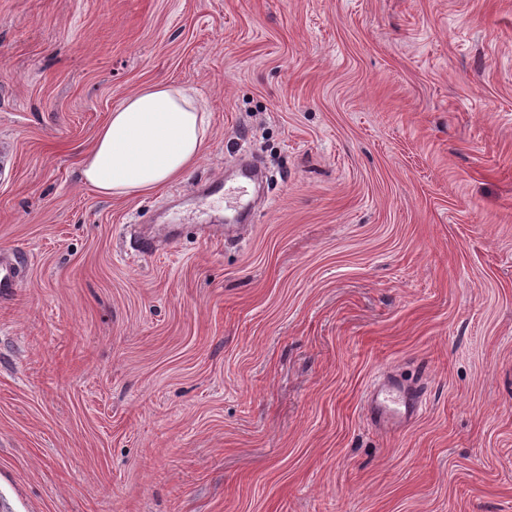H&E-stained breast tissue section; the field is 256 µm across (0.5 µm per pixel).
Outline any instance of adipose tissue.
Returning <instances> with one entry per match:
<instances>
[{"mask_svg":"<svg viewBox=\"0 0 512 512\" xmlns=\"http://www.w3.org/2000/svg\"><path fill=\"white\" fill-rule=\"evenodd\" d=\"M208 127L196 88L149 85L113 108L81 158L79 177L105 198L159 189L193 169Z\"/></svg>","mask_w":512,"mask_h":512,"instance_id":"ef3b65f1","label":"adipose tissue"}]
</instances>
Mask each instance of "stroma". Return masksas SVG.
<instances>
[{"label": "stroma", "instance_id": "1", "mask_svg": "<svg viewBox=\"0 0 512 512\" xmlns=\"http://www.w3.org/2000/svg\"><path fill=\"white\" fill-rule=\"evenodd\" d=\"M157 82L200 160L95 195ZM2 141L0 512H512V0H0ZM244 153L241 227L196 185ZM208 127L196 88L154 83L112 109L82 155L79 178L105 198L157 190L193 169ZM368 401L373 414L381 423L396 428L415 412L417 396L405 388L391 385L377 393L370 391Z\"/></svg>", "mask_w": 512, "mask_h": 512}]
</instances>
